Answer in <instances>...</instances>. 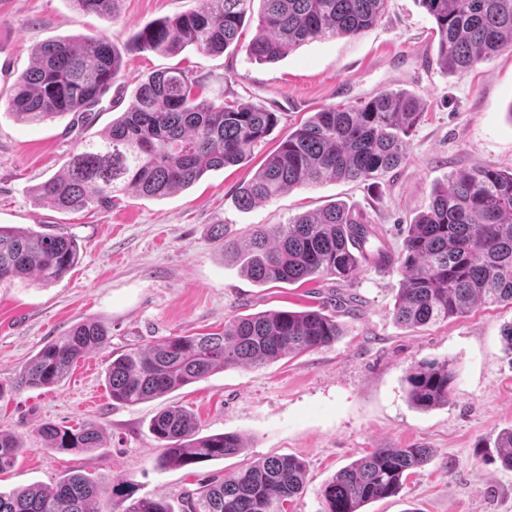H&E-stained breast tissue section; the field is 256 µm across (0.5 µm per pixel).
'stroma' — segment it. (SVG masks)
I'll return each mask as SVG.
<instances>
[{
    "instance_id": "stroma-1",
    "label": "stroma",
    "mask_w": 512,
    "mask_h": 512,
    "mask_svg": "<svg viewBox=\"0 0 512 512\" xmlns=\"http://www.w3.org/2000/svg\"><path fill=\"white\" fill-rule=\"evenodd\" d=\"M200 0H120L116 17L77 10L72 0H0V225L75 237L80 260L60 281L0 284V429L24 445L0 492L50 486L79 472L112 490L132 486L181 512L184 498L214 476L278 455L306 468L303 494L288 512H323V486L376 448L414 445L435 456L410 475L396 496L365 512H512V470L494 448L512 427V350L502 336L512 306H481L465 316L406 329L392 315L396 273L363 266L353 281L331 277L294 284H258L226 258L223 241L247 242L260 225L341 202L368 213L384 244L401 251L410 220L430 202L433 187L455 170L512 168V52L451 74L437 62L434 21L418 0H389L379 25L356 37L317 40L272 64L252 61L245 45L206 55H125L95 123L74 114L40 124L17 121L6 103L37 46L62 37L106 33L124 47L146 24L198 9ZM190 69L207 95L277 112L279 123L245 162L206 172L164 198L121 193L112 206L64 211L37 201L36 185L59 171L86 141L125 112L151 72ZM409 90L423 115L401 166L379 183H320L243 209L238 187L265 154L314 112L349 105L382 91ZM223 239H216V229ZM318 310L336 317L343 334L329 347L256 368L230 367L167 395L127 406L113 402L106 369L113 356L166 336L223 330L235 318L267 310ZM95 320L108 330L105 347L80 359L48 388L14 389L21 366L75 324ZM453 362L456 379L446 405L413 406L406 370L417 361ZM170 405L191 412L200 435L233 433L242 451L191 468L159 467L150 424ZM93 421L104 445L79 452L46 451L34 428Z\"/></svg>"
}]
</instances>
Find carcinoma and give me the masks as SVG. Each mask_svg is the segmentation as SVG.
<instances>
[{
  "label": "carcinoma",
  "instance_id": "cac0c4a2",
  "mask_svg": "<svg viewBox=\"0 0 512 512\" xmlns=\"http://www.w3.org/2000/svg\"><path fill=\"white\" fill-rule=\"evenodd\" d=\"M84 13L111 18L118 0H72ZM255 0H200L198 9L140 29L125 51L176 55L188 47L223 53L239 41ZM435 21L438 63L464 72L512 50V0H420ZM256 34L246 46L258 63L275 62L315 40L354 37L378 24L388 0H260ZM9 100L17 120L41 123L67 112L91 120L123 69L122 51L104 34L59 39L34 49ZM189 71L149 74L132 105L96 140L69 157L62 170L36 188L38 198L65 211L109 206L118 193L163 197L191 186L206 171L251 157L278 123L264 108L201 98ZM422 114L420 96L384 91L356 105L313 114L281 140L237 203L250 208L295 187L324 179L370 181L398 168ZM224 255L241 261L258 284L297 283L322 277L352 279L365 261L401 276L395 321L406 328L464 316L476 306L512 305V169L484 166L448 176L432 189L427 209L408 225L403 249L381 243L368 216L335 203L286 224L261 225L248 244L224 242ZM75 239L55 232L0 226V282L35 277L49 284L76 264ZM336 318L317 310L268 311L238 317L202 336H168L112 359L106 385L112 400L136 405L168 394L215 370L260 366L336 342ZM107 343L96 322L74 326L47 342L22 367L14 387L60 383L73 365ZM408 398L420 409L448 403L455 380L447 360L419 361L407 371ZM162 466H190L240 452L234 434L197 435L191 414L169 406L151 421ZM34 440L47 450L102 447V428L43 423ZM512 470V428L497 443ZM21 445L0 429V473L14 467ZM429 448H378L341 469L322 488L323 512H359L397 495L411 474L432 459ZM306 472L290 455L270 457L224 475L185 499L184 512H287L303 492ZM0 512H114L112 493L87 476H63L50 487L0 492ZM122 512H172L151 497Z\"/></svg>",
  "mask_w": 512,
  "mask_h": 512
}]
</instances>
